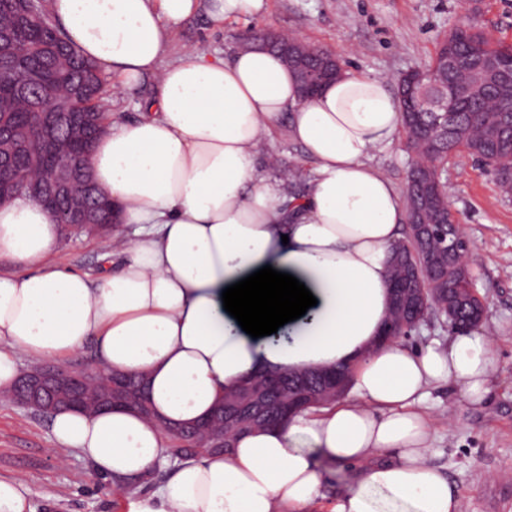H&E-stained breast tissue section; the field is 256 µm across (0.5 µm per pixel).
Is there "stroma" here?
I'll return each mask as SVG.
<instances>
[{
  "label": "stroma",
  "mask_w": 512,
  "mask_h": 512,
  "mask_svg": "<svg viewBox=\"0 0 512 512\" xmlns=\"http://www.w3.org/2000/svg\"><path fill=\"white\" fill-rule=\"evenodd\" d=\"M182 23L165 60H176L182 46L230 57L240 34L251 30L290 32L329 49L344 68L397 81L424 67L439 41L465 22L496 40L512 43V0H267L255 16L214 22L212 0ZM104 104L111 118L134 121L154 90L144 81L136 92L114 91L106 77ZM442 178L448 201L476 246L474 273L485 302L481 332L494 344L497 364L487 401L474 406L457 386L433 389L429 404L440 431L430 450L431 463L447 476L461 512H512V195H504L493 171L461 152L445 163ZM102 234H64L62 258L72 268L97 274ZM49 417L12 402L0 403V476L18 475L32 492L34 512H130L146 498L155 473L138 488L115 490L84 457L58 462ZM315 462L324 476L320 497L310 512H331L337 497L354 480L352 465H333L322 453Z\"/></svg>",
  "instance_id": "35a3bbf8"
}]
</instances>
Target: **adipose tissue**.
Segmentation results:
<instances>
[{
	"label": "adipose tissue",
	"mask_w": 512,
	"mask_h": 512,
	"mask_svg": "<svg viewBox=\"0 0 512 512\" xmlns=\"http://www.w3.org/2000/svg\"><path fill=\"white\" fill-rule=\"evenodd\" d=\"M70 43L115 77L155 93L138 120L110 124L88 164L120 219L97 278L58 259L62 230L40 206L0 203V388L18 358L68 360L93 344L99 364L146 375L155 418L131 409L53 415L61 453L135 481L169 475L135 512H309L323 474L311 454L363 469L332 512H460L428 464L437 432L428 398L454 384L485 400L496 354L472 331L414 350L378 344L391 288L389 250L406 222L404 193L371 163L403 115L386 79L344 71L310 101L279 55L230 59L184 49L163 64L198 0H50ZM313 159L302 199L257 165L281 118ZM307 276L317 304L288 343L251 338L221 294L263 266ZM350 363L348 396L288 423L237 436L229 451L170 463L163 423L189 425L264 369L281 374Z\"/></svg>",
	"instance_id": "adipose-tissue-1"
}]
</instances>
